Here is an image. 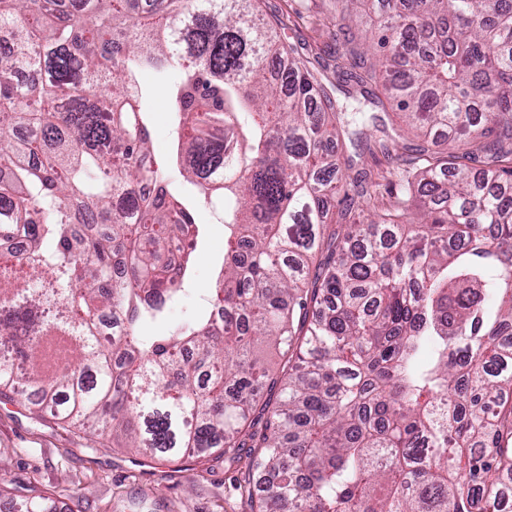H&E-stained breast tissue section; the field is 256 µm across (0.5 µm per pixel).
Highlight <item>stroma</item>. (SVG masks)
<instances>
[{
  "label": "stroma",
  "mask_w": 512,
  "mask_h": 512,
  "mask_svg": "<svg viewBox=\"0 0 512 512\" xmlns=\"http://www.w3.org/2000/svg\"><path fill=\"white\" fill-rule=\"evenodd\" d=\"M262 11L282 22L279 36L299 49L315 77L336 51L333 0H263ZM203 224L191 278L180 301L162 325L173 327L206 309L209 290L224 258V223L215 209L198 208ZM0 484L12 496H0V512H15L14 496L46 495V512H250L240 484L245 466L227 468L214 458L194 469L158 458L151 465L138 455L113 447L108 436L74 434L50 419L31 415L26 403H0Z\"/></svg>",
  "instance_id": "obj_1"
}]
</instances>
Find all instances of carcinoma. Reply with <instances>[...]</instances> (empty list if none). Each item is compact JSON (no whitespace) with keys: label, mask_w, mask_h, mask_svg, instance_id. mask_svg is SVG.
I'll use <instances>...</instances> for the list:
<instances>
[{"label":"carcinoma","mask_w":512,"mask_h":512,"mask_svg":"<svg viewBox=\"0 0 512 512\" xmlns=\"http://www.w3.org/2000/svg\"><path fill=\"white\" fill-rule=\"evenodd\" d=\"M125 2L0 0V242L28 236L0 254V396L144 464L245 459L251 512H505L512 0H362L372 34L336 0L352 120L256 0ZM145 73L224 215L215 300L166 335L144 325L185 292L201 223L151 154ZM379 110L419 139L388 203L340 151L386 132Z\"/></svg>","instance_id":"obj_1"}]
</instances>
